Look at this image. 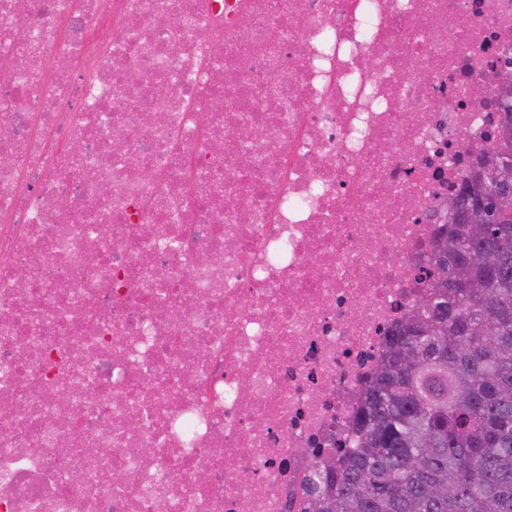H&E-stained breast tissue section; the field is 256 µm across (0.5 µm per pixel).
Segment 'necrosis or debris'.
<instances>
[{
	"instance_id": "1",
	"label": "necrosis or debris",
	"mask_w": 512,
	"mask_h": 512,
	"mask_svg": "<svg viewBox=\"0 0 512 512\" xmlns=\"http://www.w3.org/2000/svg\"><path fill=\"white\" fill-rule=\"evenodd\" d=\"M506 86L512 0H0V512H302Z\"/></svg>"
}]
</instances>
